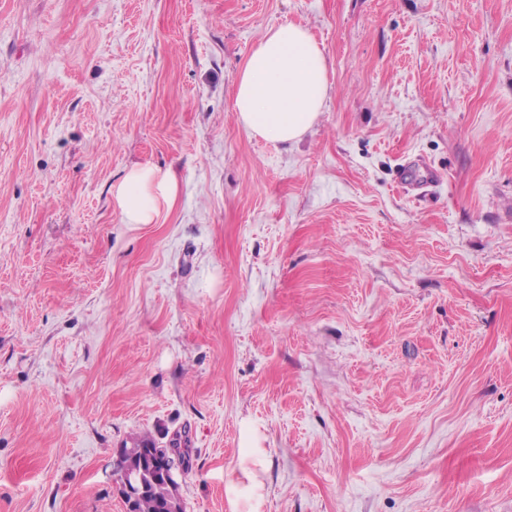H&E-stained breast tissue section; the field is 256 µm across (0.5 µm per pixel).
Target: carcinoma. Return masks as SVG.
<instances>
[{
	"label": "carcinoma",
	"mask_w": 512,
	"mask_h": 512,
	"mask_svg": "<svg viewBox=\"0 0 512 512\" xmlns=\"http://www.w3.org/2000/svg\"><path fill=\"white\" fill-rule=\"evenodd\" d=\"M162 451L148 435L131 440L119 453L116 473L136 467L142 471L144 486L130 506V512H184L176 493L161 474Z\"/></svg>",
	"instance_id": "1"
}]
</instances>
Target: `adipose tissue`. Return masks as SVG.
<instances>
[{"label":"adipose tissue","mask_w":512,"mask_h":512,"mask_svg":"<svg viewBox=\"0 0 512 512\" xmlns=\"http://www.w3.org/2000/svg\"><path fill=\"white\" fill-rule=\"evenodd\" d=\"M326 58L301 26L268 31L241 70L234 110L243 128L272 143L300 141L316 122L328 93ZM179 192L175 174L154 166L131 167L113 192L130 224L156 223Z\"/></svg>","instance_id":"1"}]
</instances>
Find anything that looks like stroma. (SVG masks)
I'll list each match as a JSON object with an SVG mask.
<instances>
[{"mask_svg": "<svg viewBox=\"0 0 512 512\" xmlns=\"http://www.w3.org/2000/svg\"><path fill=\"white\" fill-rule=\"evenodd\" d=\"M285 22L288 145L233 108ZM137 435L185 512H512V0H0V512H127ZM326 58L301 26L268 31L241 70L234 110L243 128L272 143L300 141L314 125L328 93ZM178 192V181L172 171L135 165L116 186L113 197L126 223L154 224L162 207H173Z\"/></svg>", "mask_w": 512, "mask_h": 512, "instance_id": "1", "label": "stroma"}]
</instances>
